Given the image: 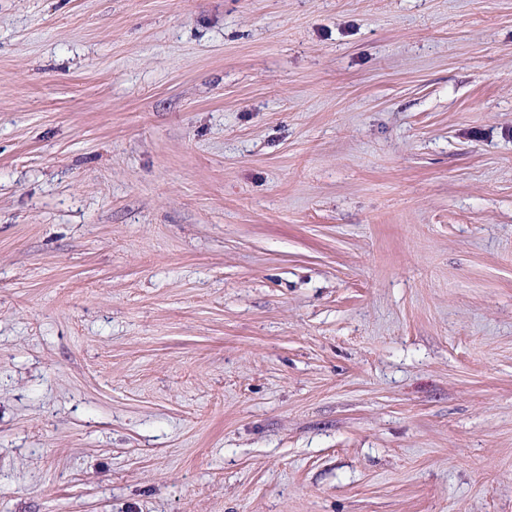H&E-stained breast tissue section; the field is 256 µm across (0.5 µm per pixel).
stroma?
Returning a JSON list of instances; mask_svg holds the SVG:
<instances>
[{"label": "stroma", "instance_id": "stroma-1", "mask_svg": "<svg viewBox=\"0 0 512 512\" xmlns=\"http://www.w3.org/2000/svg\"><path fill=\"white\" fill-rule=\"evenodd\" d=\"M0 512H512V0H0Z\"/></svg>", "mask_w": 512, "mask_h": 512}]
</instances>
